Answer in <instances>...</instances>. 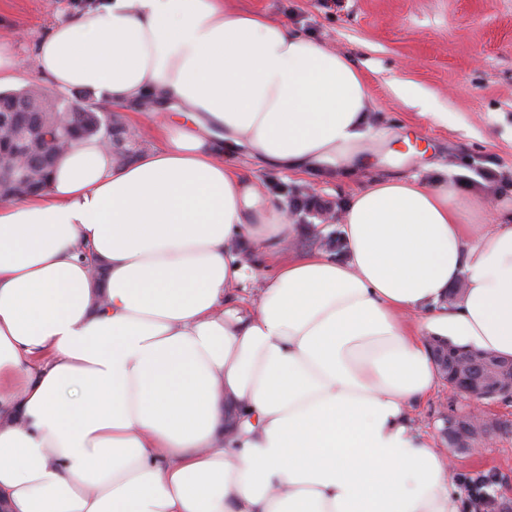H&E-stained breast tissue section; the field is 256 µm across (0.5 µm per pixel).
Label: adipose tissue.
<instances>
[{"label":"adipose tissue","mask_w":512,"mask_h":512,"mask_svg":"<svg viewBox=\"0 0 512 512\" xmlns=\"http://www.w3.org/2000/svg\"><path fill=\"white\" fill-rule=\"evenodd\" d=\"M31 63L158 144L82 141L0 202V512H459L411 410L437 385L427 337L512 356V207L378 179L346 204L345 259L293 253L287 202L235 153L365 167L371 94L230 0L59 9ZM97 103V102H96ZM99 104V103H97ZM100 105V104H99ZM102 106V105H100ZM103 107V106H102ZM104 108V107H103ZM105 110H109V109H112V110H109L110 113H112V126L114 127V136H115V133H116V127H120V128H124V129H129V130H134L136 133H138V135L141 137L142 140H144L145 142V149L144 151L146 150H149L151 147L154 146L155 144V141L151 135V133L145 129V128H142V127H137L135 126L131 119H130V115H129V112H131V109H115V108H109V109H106L104 108Z\"/></svg>","instance_id":"adipose-tissue-1"}]
</instances>
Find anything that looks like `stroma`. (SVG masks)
<instances>
[{
    "label": "stroma",
    "mask_w": 512,
    "mask_h": 512,
    "mask_svg": "<svg viewBox=\"0 0 512 512\" xmlns=\"http://www.w3.org/2000/svg\"><path fill=\"white\" fill-rule=\"evenodd\" d=\"M268 13L358 63L373 97L371 121L384 139L368 145L366 168L317 180L281 171L262 159L239 154L265 192L292 199L311 191L344 205L371 179L400 176L430 183L446 177L457 192L512 204V0H233ZM52 16L47 0H0V40H12L29 58L44 23ZM433 95L432 114L398 99L390 80ZM502 175L484 189L478 172ZM294 248L335 253L341 226L317 215H294ZM452 399L446 384L412 412L415 426L436 447H445L442 416ZM488 413L502 421L495 439L474 453L449 456L460 512H499L512 503V404L491 403ZM488 483L474 492L472 481Z\"/></svg>",
    "instance_id": "35a3bbf8"
}]
</instances>
